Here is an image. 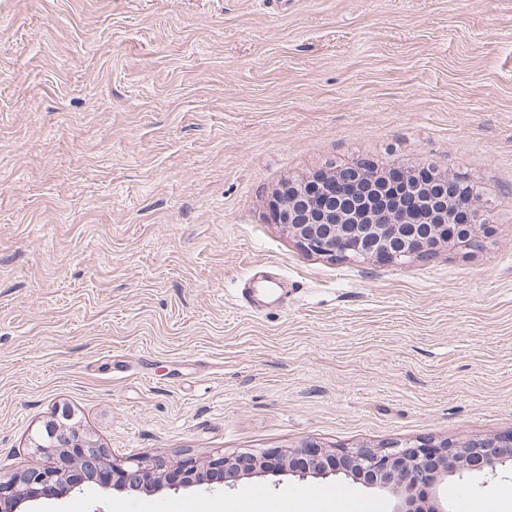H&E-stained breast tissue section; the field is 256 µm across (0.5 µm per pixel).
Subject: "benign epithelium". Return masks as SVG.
I'll return each instance as SVG.
<instances>
[{
  "instance_id": "benign-epithelium-1",
  "label": "benign epithelium",
  "mask_w": 512,
  "mask_h": 512,
  "mask_svg": "<svg viewBox=\"0 0 512 512\" xmlns=\"http://www.w3.org/2000/svg\"><path fill=\"white\" fill-rule=\"evenodd\" d=\"M365 178L366 169L357 162L327 171L318 194L309 190L307 180L290 183L274 195L275 222L310 254L395 263L430 257L445 248L471 249L485 225L494 223L491 208L475 202L463 223L450 224L448 205L458 194L453 175H436L444 202L439 208L419 168L406 172L402 183L407 202L390 208L362 202ZM68 420L65 408L32 438L33 448L44 456L40 466L18 476H0V512H17V504L26 499L64 498L85 483L151 492L163 486L178 490L203 485L212 474L224 475L229 487L243 478L269 476L350 479L390 498L391 512H448V502L440 497L448 478L465 471L494 475L512 468L511 434L471 438L458 448L446 442L396 441L336 452L308 442L260 453L217 451L203 463L184 458L170 466L146 464L108 459L88 432Z\"/></svg>"
}]
</instances>
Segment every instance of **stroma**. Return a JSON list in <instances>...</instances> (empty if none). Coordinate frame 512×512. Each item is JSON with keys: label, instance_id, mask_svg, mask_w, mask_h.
I'll return each instance as SVG.
<instances>
[{"label": "stroma", "instance_id": "stroma-1", "mask_svg": "<svg viewBox=\"0 0 512 512\" xmlns=\"http://www.w3.org/2000/svg\"><path fill=\"white\" fill-rule=\"evenodd\" d=\"M475 182L479 247L305 252L274 193L336 166ZM283 303L251 313L245 288ZM70 410L147 463L512 432V0H0V473ZM512 472L453 479L506 512ZM336 478L151 493L88 484L23 512H180Z\"/></svg>", "mask_w": 512, "mask_h": 512}]
</instances>
